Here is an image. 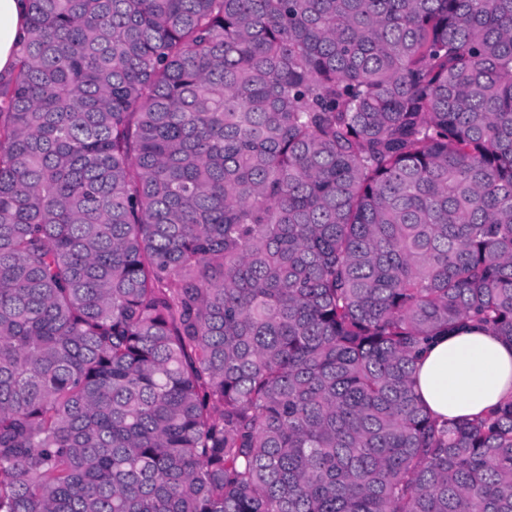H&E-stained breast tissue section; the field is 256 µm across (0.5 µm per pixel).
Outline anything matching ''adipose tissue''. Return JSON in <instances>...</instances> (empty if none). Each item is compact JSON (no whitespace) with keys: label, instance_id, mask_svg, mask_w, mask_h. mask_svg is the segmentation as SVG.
<instances>
[{"label":"adipose tissue","instance_id":"adipose-tissue-1","mask_svg":"<svg viewBox=\"0 0 512 512\" xmlns=\"http://www.w3.org/2000/svg\"><path fill=\"white\" fill-rule=\"evenodd\" d=\"M28 0H0V75L9 76L27 31ZM414 390L441 420L473 418L512 398V343L467 323L420 352Z\"/></svg>","mask_w":512,"mask_h":512}]
</instances>
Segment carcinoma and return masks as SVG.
<instances>
[{"mask_svg": "<svg viewBox=\"0 0 512 512\" xmlns=\"http://www.w3.org/2000/svg\"><path fill=\"white\" fill-rule=\"evenodd\" d=\"M0 79V512H512V0H28ZM413 386L440 420L474 418L512 398V343L467 323L429 341L418 355Z\"/></svg>", "mask_w": 512, "mask_h": 512, "instance_id": "carcinoma-1", "label": "carcinoma"}]
</instances>
